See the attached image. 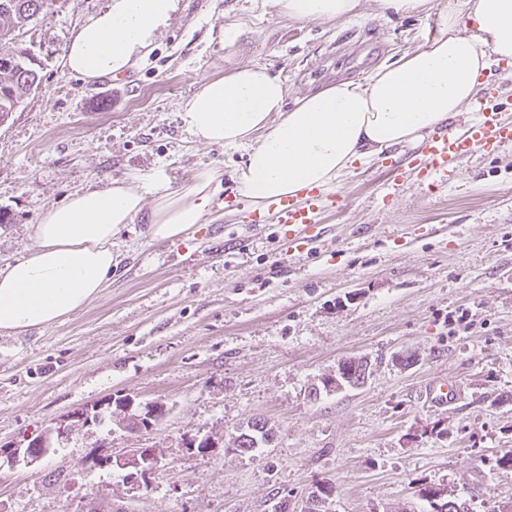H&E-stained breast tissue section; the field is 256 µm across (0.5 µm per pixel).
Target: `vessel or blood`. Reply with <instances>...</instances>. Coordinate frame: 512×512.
Wrapping results in <instances>:
<instances>
[{"label": "vessel or blood", "mask_w": 512, "mask_h": 512, "mask_svg": "<svg viewBox=\"0 0 512 512\" xmlns=\"http://www.w3.org/2000/svg\"><path fill=\"white\" fill-rule=\"evenodd\" d=\"M473 118L464 129L450 126L429 135L416 152L398 158L388 171L391 190H398L403 170L414 171L420 184L428 190L440 189L450 182L449 166L457 157L472 150L493 153L512 144V121L504 119L497 86L485 85L472 103ZM341 194L317 188L307 190L301 198L285 196L251 207L249 224H280L299 251H306L314 229L320 228L325 213L342 208Z\"/></svg>", "instance_id": "1"}]
</instances>
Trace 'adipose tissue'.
I'll use <instances>...</instances> for the list:
<instances>
[{
    "label": "adipose tissue",
    "mask_w": 512,
    "mask_h": 512,
    "mask_svg": "<svg viewBox=\"0 0 512 512\" xmlns=\"http://www.w3.org/2000/svg\"><path fill=\"white\" fill-rule=\"evenodd\" d=\"M175 0H109L77 28L64 52L70 72L92 81L128 68L165 23ZM362 0H273L292 21H345ZM439 33L363 82L335 84L288 100L267 67L238 65L200 81L180 119L197 143L249 146L239 195L253 203L330 189L355 164L395 147H416L477 96L488 57L512 59V0H448ZM220 173L205 167L185 191L146 205L126 182L74 192L45 210L27 255L0 269V330L48 326L96 299L116 266L112 238L144 220L155 241L186 239L210 213Z\"/></svg>",
    "instance_id": "1"
}]
</instances>
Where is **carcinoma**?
Returning a JSON list of instances; mask_svg holds the SVG:
<instances>
[{"label": "carcinoma", "mask_w": 512, "mask_h": 512, "mask_svg": "<svg viewBox=\"0 0 512 512\" xmlns=\"http://www.w3.org/2000/svg\"><path fill=\"white\" fill-rule=\"evenodd\" d=\"M51 4L53 0H0V52L17 57V64L12 67L0 64V126L11 118L24 97L33 91V85L40 83L38 70L25 65L23 56L27 50L18 38L32 23L31 17ZM369 368L370 364L362 359L349 358L342 363V369L353 386L364 383ZM273 439L274 434L266 422L255 418L247 430L236 433V438L228 440L225 447L248 454Z\"/></svg>", "instance_id": "cac0c4a2"}]
</instances>
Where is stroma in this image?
<instances>
[{
  "label": "stroma",
  "instance_id": "obj_1",
  "mask_svg": "<svg viewBox=\"0 0 512 512\" xmlns=\"http://www.w3.org/2000/svg\"><path fill=\"white\" fill-rule=\"evenodd\" d=\"M398 15L365 0L336 25L280 17L272 0H177L167 25L119 76L88 82L62 64L69 36L108 0H54L21 37L40 60L39 88L0 126V268L27 253L42 212L112 181L189 187L221 173L210 223L186 240L154 241L144 222L112 239L119 265L101 295L62 322L0 332V444H26L72 410L116 399L166 414L132 436L109 420L76 429L34 466H0V512H299L315 483L330 512H433L418 490L444 485L470 512L512 502V144L455 163L428 194L408 179L381 190L384 156L335 184L345 212L304 254L284 227L248 226L224 208L247 152L193 141L180 104L205 77L237 65L279 76L289 97L362 81L432 37L436 11ZM238 25L235 44L226 25ZM363 358L365 383L313 395L340 361ZM458 385L432 403L433 382ZM256 417L274 431L248 455L225 436ZM217 446L201 454L185 434ZM113 450L160 446L149 487L100 469Z\"/></svg>",
  "mask_w": 512,
  "mask_h": 512
}]
</instances>
